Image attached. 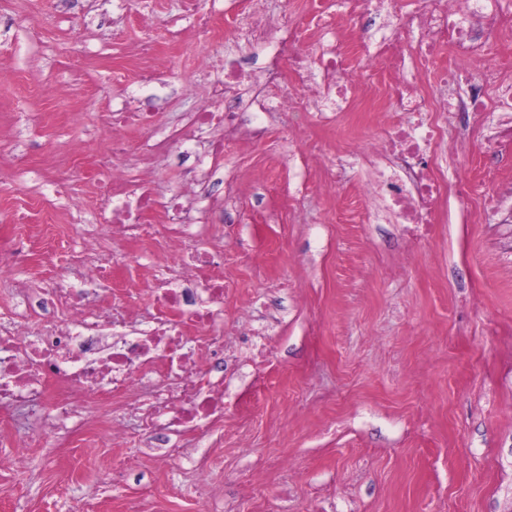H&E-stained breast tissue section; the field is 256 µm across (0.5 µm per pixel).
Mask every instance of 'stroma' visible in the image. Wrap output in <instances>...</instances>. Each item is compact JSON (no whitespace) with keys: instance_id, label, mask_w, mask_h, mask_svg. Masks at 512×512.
Returning a JSON list of instances; mask_svg holds the SVG:
<instances>
[{"instance_id":"stroma-1","label":"stroma","mask_w":512,"mask_h":512,"mask_svg":"<svg viewBox=\"0 0 512 512\" xmlns=\"http://www.w3.org/2000/svg\"><path fill=\"white\" fill-rule=\"evenodd\" d=\"M249 2L220 0L208 40L194 38L181 0H0V250L31 227L27 258L0 273V328L19 290L70 277L49 263L74 233L64 213L100 221L94 130L138 81L127 51L157 43L165 88L151 109L176 127L218 75L212 54L249 57L225 41L223 16ZM305 121L307 142L279 166L277 116L224 159L241 174L236 209L211 227L233 284L224 321L237 323L247 296L283 312L265 370L239 383L247 411L167 462L89 432H40L39 405L1 411L0 512H130L138 500L144 512H512V223L479 201L512 180V154L492 177L472 141L477 197L450 199L444 223L408 247L396 228L355 221L370 176L361 113L340 130ZM127 135L122 166L153 165L158 195L194 179L179 145L152 156L140 130ZM311 140L347 158L332 194ZM199 445L210 469L188 495ZM127 455L138 471L114 472Z\"/></svg>"}]
</instances>
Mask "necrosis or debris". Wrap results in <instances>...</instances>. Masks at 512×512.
Wrapping results in <instances>:
<instances>
[{
    "label": "necrosis or debris",
    "mask_w": 512,
    "mask_h": 512,
    "mask_svg": "<svg viewBox=\"0 0 512 512\" xmlns=\"http://www.w3.org/2000/svg\"><path fill=\"white\" fill-rule=\"evenodd\" d=\"M226 31L254 52L264 53L266 69L258 81L266 111L288 115L281 140L293 144L300 133L296 104L283 92L286 75H294L320 122L333 124L350 112L360 97H371L381 108L401 114L384 129L372 147L379 159L365 195L377 199L379 213L409 238L429 235L442 223L450 195L466 196L470 180L461 175L454 185L440 177L442 168H464L468 138L449 140L448 125L461 118L485 146L490 163L512 150V82L501 83L489 100L483 83L473 75L496 50L504 28L512 27L507 0H309L305 20L291 14L271 16L261 0L226 17ZM311 32L320 52L304 49L303 32ZM364 58L353 69L352 55ZM447 66H440V59ZM416 68L426 79L470 86L467 100H431L405 77ZM243 77L239 60L225 59L223 77L205 92L204 101L188 123L165 135L157 133L155 113L114 110L99 135L109 157L126 155L130 145L124 128L135 126L158 139L159 146L188 144L193 137L217 131L208 143L212 162L243 149L242 113L231 92ZM99 182L112 202V232L126 240L157 241L168 248L179 268L173 277L155 278L151 288L160 296L153 313L142 315L128 300L103 316L90 297L100 281L112 278V263L99 258V227L73 214L77 240L65 243L56 257L80 267L77 281L54 285L42 301L46 311L63 310L52 322L23 318L14 333L0 337V405L48 399L58 426L84 418L93 408L111 407L113 399L130 397L152 384L147 402L138 408L139 424L129 431L108 423L100 440L121 438L140 445L166 429L182 437L204 433L214 416L223 414L228 385L211 364L224 335L227 280L195 281L198 271L215 264L219 253L204 234L208 215L193 216L175 193L159 201L154 176L128 175L101 165ZM163 206L166 222L146 223L144 216Z\"/></svg>",
    "instance_id": "necrosis-or-debris-1"
}]
</instances>
